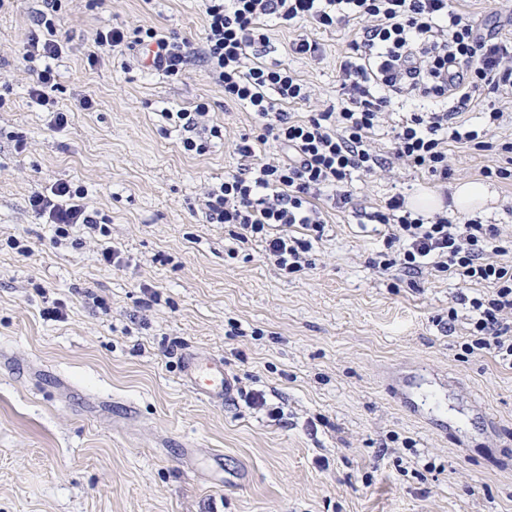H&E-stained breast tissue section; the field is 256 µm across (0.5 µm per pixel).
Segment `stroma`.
Instances as JSON below:
<instances>
[{"label":"stroma","mask_w":512,"mask_h":512,"mask_svg":"<svg viewBox=\"0 0 512 512\" xmlns=\"http://www.w3.org/2000/svg\"><path fill=\"white\" fill-rule=\"evenodd\" d=\"M37 6L0 8V512H512V369L462 356L455 279L389 286L369 264L380 233L327 202L315 266L284 273L203 214L205 187L240 166L252 114L225 104L198 64L171 77L126 51L88 65L96 32L115 25L200 42L202 0H63L54 98L73 117L62 131L22 57ZM357 31L270 28V59L313 90L295 117L335 105L336 62ZM303 34L320 60L289 54ZM199 103L224 128L200 156L161 117ZM448 154L455 179L487 182L475 216L512 247V184L481 176L495 155L456 143ZM65 180L104 227L57 246L28 198ZM397 191L444 195L400 163L353 183L367 208ZM113 247L124 266L100 262ZM53 306L63 320L42 317ZM188 351L223 358L232 403L184 386ZM254 390L283 420L245 403Z\"/></svg>","instance_id":"obj_1"}]
</instances>
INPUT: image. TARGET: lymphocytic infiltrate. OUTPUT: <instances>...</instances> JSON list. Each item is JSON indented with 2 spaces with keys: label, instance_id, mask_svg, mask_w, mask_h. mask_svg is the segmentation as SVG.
Instances as JSON below:
<instances>
[{
  "label": "lymphocytic infiltrate",
  "instance_id": "lymphocytic-infiltrate-1",
  "mask_svg": "<svg viewBox=\"0 0 512 512\" xmlns=\"http://www.w3.org/2000/svg\"><path fill=\"white\" fill-rule=\"evenodd\" d=\"M45 3L33 17L39 32L27 42L24 56L45 62L31 94L47 104L57 88L51 62L62 46L52 37L57 0ZM205 15L198 47L144 26L112 27L97 34L96 44L133 51L144 68L169 76L182 75L192 61L201 60L223 85L225 103L253 114L255 139L235 146L244 166L206 190V216L210 223L227 225L240 243H264L266 258L280 270L293 274L311 267L326 227L320 197L347 207L354 177L383 165L372 136L400 98H417L424 105L393 125L389 158L444 183L452 172L448 145L453 142L506 156V165L484 167L483 173L512 182V141L487 139L490 129L505 121L504 110L489 105L478 128L460 119L482 91L512 90V38L482 30L455 11L452 0H205ZM293 21L319 30L353 21L361 25L338 66L335 108L304 120L293 119L288 108L309 102L310 86L287 64L261 58L268 23ZM206 115L201 104L191 112H163L183 150L199 155L223 136L219 126L206 125ZM267 142L277 145L279 158L254 163L256 144ZM76 195L71 184L61 182L50 194H33L29 204L55 225L57 236L76 224L96 228V213L77 203ZM359 214L386 229L384 248L371 260L380 273L399 270L412 278L448 273L460 287L474 288L464 352H486L512 368V262L505 260L496 226L475 219L458 224L441 214L426 217L399 193ZM296 227L302 236L293 235Z\"/></svg>",
  "mask_w": 512,
  "mask_h": 512
}]
</instances>
